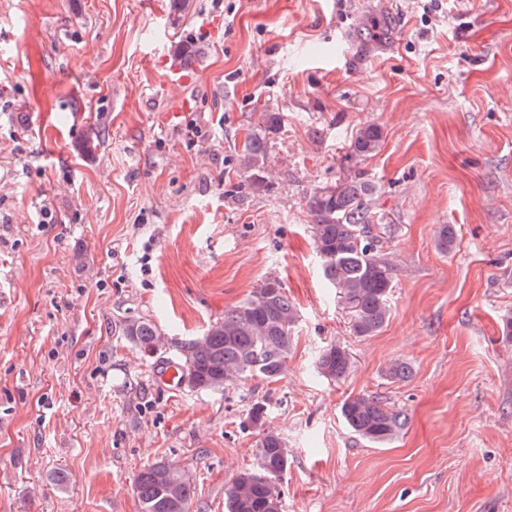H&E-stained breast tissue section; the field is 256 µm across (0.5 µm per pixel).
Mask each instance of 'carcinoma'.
<instances>
[{"mask_svg": "<svg viewBox=\"0 0 512 512\" xmlns=\"http://www.w3.org/2000/svg\"><path fill=\"white\" fill-rule=\"evenodd\" d=\"M279 123L278 113H260V121L238 155L239 167L248 173L252 184L266 190L271 188V181L264 176L267 136ZM382 138L379 126H362L351 141L349 157L363 161L376 155ZM375 195V185L354 177L336 186L320 187L308 199L317 255L326 279L351 305L352 330L358 337L375 336L386 325L395 284L396 264L372 231ZM436 242L440 251L450 250L455 243L453 228L442 225ZM298 318L280 279L266 277L245 300L224 311L223 319L182 346L183 373L192 376L197 391L212 392L217 385L228 391L251 377L276 382L287 368L291 331ZM121 333L144 351L155 350L162 340L157 326L146 318L124 320ZM352 369V356L339 343L326 346L318 356L317 371L328 380L340 381ZM411 374L410 366L401 360L392 362L386 371L393 382L404 381ZM341 417L354 435L379 445L391 441L406 425L401 411L371 394L346 400ZM245 421L257 425L255 464L224 489V512H281L280 483L290 459L287 442L269 425L265 403L250 404ZM134 488L142 512H190L196 485L188 471L154 463L139 472Z\"/></svg>", "mask_w": 512, "mask_h": 512, "instance_id": "carcinoma-1", "label": "carcinoma"}]
</instances>
